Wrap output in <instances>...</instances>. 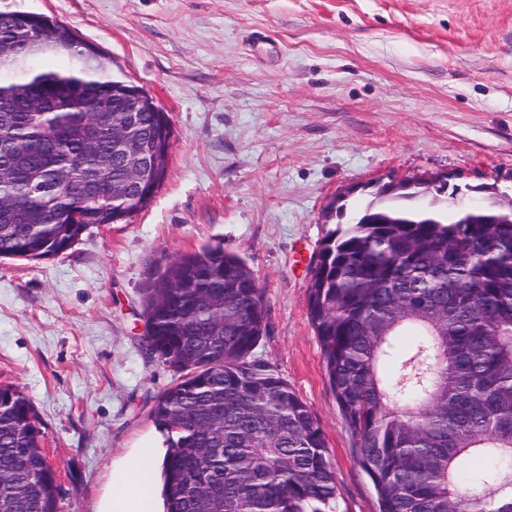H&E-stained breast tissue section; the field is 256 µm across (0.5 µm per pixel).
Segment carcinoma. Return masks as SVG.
Wrapping results in <instances>:
<instances>
[{"label": "carcinoma", "mask_w": 512, "mask_h": 512, "mask_svg": "<svg viewBox=\"0 0 512 512\" xmlns=\"http://www.w3.org/2000/svg\"><path fill=\"white\" fill-rule=\"evenodd\" d=\"M38 43L0 79V258L46 259L94 224L132 219L167 174L165 113L147 98L127 111L135 86L98 52L84 62L90 45L67 25L0 11V46L23 58ZM87 112L108 119L94 154ZM126 135L148 169L162 154L140 184ZM423 194L376 195L324 237L309 320L379 512H512V214L494 200L458 213L406 204ZM142 316L144 356L178 373L150 408L164 512H339L320 422L255 355L262 293L239 255L216 244L159 263ZM57 499L33 404L0 386V512H57Z\"/></svg>", "instance_id": "1"}]
</instances>
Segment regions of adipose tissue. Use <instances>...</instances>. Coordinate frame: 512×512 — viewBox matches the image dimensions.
Listing matches in <instances>:
<instances>
[{
	"label": "adipose tissue",
	"mask_w": 512,
	"mask_h": 512,
	"mask_svg": "<svg viewBox=\"0 0 512 512\" xmlns=\"http://www.w3.org/2000/svg\"><path fill=\"white\" fill-rule=\"evenodd\" d=\"M156 455V449L138 448L114 465L111 491L99 512H160L153 478Z\"/></svg>",
	"instance_id": "1"
}]
</instances>
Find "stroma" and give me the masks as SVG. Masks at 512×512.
Masks as SVG:
<instances>
[{"instance_id":"obj_1","label":"stroma","mask_w":512,"mask_h":512,"mask_svg":"<svg viewBox=\"0 0 512 512\" xmlns=\"http://www.w3.org/2000/svg\"><path fill=\"white\" fill-rule=\"evenodd\" d=\"M65 23L166 112L168 172L131 221L0 259V385L32 402L58 512H97L175 379L144 358L157 262L209 244L262 291L269 362L321 424L340 512H378L308 319L311 260L353 184L451 173L512 196V0H0Z\"/></svg>"}]
</instances>
